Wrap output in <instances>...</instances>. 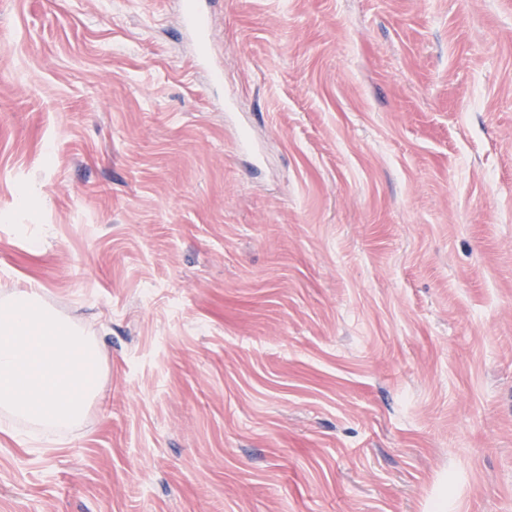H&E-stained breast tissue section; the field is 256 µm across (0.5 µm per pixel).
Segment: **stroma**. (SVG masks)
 I'll return each instance as SVG.
<instances>
[{
	"mask_svg": "<svg viewBox=\"0 0 512 512\" xmlns=\"http://www.w3.org/2000/svg\"><path fill=\"white\" fill-rule=\"evenodd\" d=\"M182 3L0 0V294L107 353L0 512H512V0ZM186 7L182 13V24L196 38L200 45H205L209 37V22L200 1L185 2Z\"/></svg>",
	"mask_w": 512,
	"mask_h": 512,
	"instance_id": "1",
	"label": "stroma"
}]
</instances>
